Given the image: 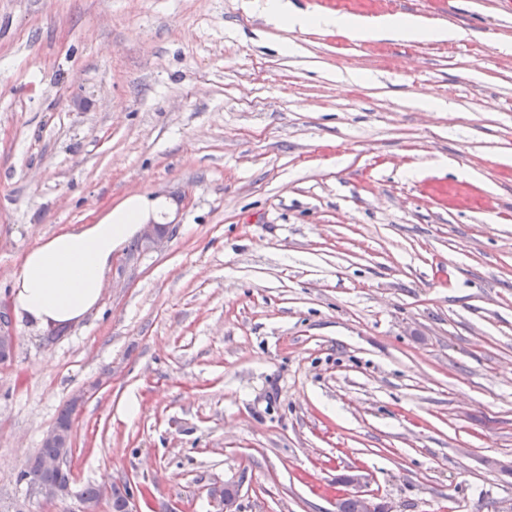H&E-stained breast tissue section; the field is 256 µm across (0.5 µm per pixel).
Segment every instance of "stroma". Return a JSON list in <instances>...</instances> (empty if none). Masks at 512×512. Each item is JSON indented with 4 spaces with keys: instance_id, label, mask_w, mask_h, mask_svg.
<instances>
[{
    "instance_id": "obj_1",
    "label": "stroma",
    "mask_w": 512,
    "mask_h": 512,
    "mask_svg": "<svg viewBox=\"0 0 512 512\" xmlns=\"http://www.w3.org/2000/svg\"><path fill=\"white\" fill-rule=\"evenodd\" d=\"M292 2L457 38L289 30L265 0H0V299L42 240L170 204L97 309L14 320L0 512L114 483L139 512H214L227 484L237 512L512 504V0ZM72 401L47 502L19 474ZM361 499L352 495L342 499L338 504V512H393L392 506L380 495L359 494ZM362 504V506H361Z\"/></svg>"
}]
</instances>
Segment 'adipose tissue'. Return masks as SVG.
I'll return each mask as SVG.
<instances>
[{
    "label": "adipose tissue",
    "instance_id": "adipose-tissue-1",
    "mask_svg": "<svg viewBox=\"0 0 512 512\" xmlns=\"http://www.w3.org/2000/svg\"><path fill=\"white\" fill-rule=\"evenodd\" d=\"M268 16L288 28L321 27L373 39L394 36L413 42L451 41L455 30L426 23L410 14L367 18L346 14L287 11L282 0H267ZM157 198L134 195L104 214L96 223L58 234L31 249L23 259L12 285L15 313L34 324L65 323L97 306L106 269L117 248L137 234L142 224L160 209Z\"/></svg>",
    "mask_w": 512,
    "mask_h": 512
}]
</instances>
